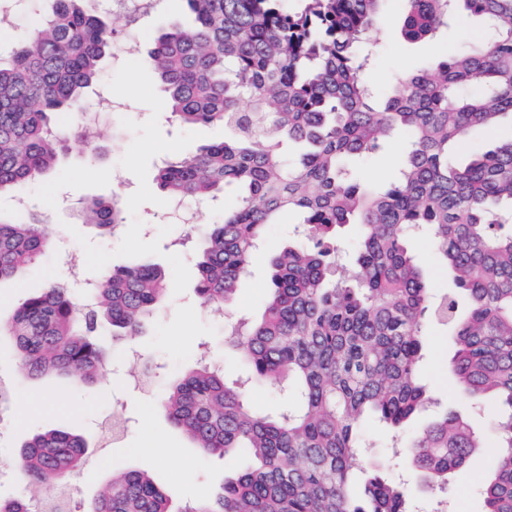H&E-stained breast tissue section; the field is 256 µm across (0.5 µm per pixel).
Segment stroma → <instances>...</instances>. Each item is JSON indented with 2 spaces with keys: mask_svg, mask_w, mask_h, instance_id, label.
<instances>
[{
  "mask_svg": "<svg viewBox=\"0 0 512 512\" xmlns=\"http://www.w3.org/2000/svg\"><path fill=\"white\" fill-rule=\"evenodd\" d=\"M102 10L115 30L112 58L103 64L102 76L84 100L80 111L60 117L63 130L75 127L79 112L93 111L99 95L122 101V108L103 116L99 134L91 143H68L56 171L47 179L22 187L31 200V210L48 221L54 243L72 254L86 276L126 265L139 257H149L165 272L168 298L144 336L132 343L117 342L108 349L105 371L93 385L73 387L56 375L29 380L22 376L11 345L0 337V377L9 380L16 396L34 400L38 408L17 425L14 411H0V433L8 447L0 449V472H12L21 445L46 428L81 434L92 450V458L68 481L75 512L90 504L99 488L117 469L148 471L176 503L185 504L210 496L226 477L240 467L239 462L203 455L189 439L166 419L160 406L171 378L191 365L200 345H208L211 357L244 374L238 352L225 346L227 315L260 314L267 297L269 259L274 248L286 245L293 236L298 216L268 225L267 248L253 260L251 272L239 285L229 314L223 315L201 303L195 293L197 259L202 232L216 222L226 195L204 209L194 226L174 223L166 215V204L154 182L157 166L171 152L188 154L205 142L220 141V126H185L161 106L162 93L151 71L148 51L157 32L171 24L191 29L189 13L175 9L170 0L128 28L122 15L111 13L110 0ZM403 0H386L382 14L393 25L388 32L374 31L370 41L377 54L367 71L376 95L390 91L404 73L427 69L438 57L452 55L472 43L488 40L490 31L468 20L452 23L436 41L410 43L402 39L398 27L404 16ZM403 159L399 137L388 139L364 168L366 181L374 186L392 182ZM121 192L126 223L116 235L101 234L95 227L80 223L79 208L85 199L108 198ZM55 253L36 259L15 279L0 283V316L8 317L20 299L58 280ZM452 353L445 327L432 326L425 338L422 374L431 396L428 415L455 408L479 430H489L496 412L491 401L475 402L460 393L448 373ZM151 358L158 374L150 388L134 381L136 365L132 356ZM368 460L384 463L389 475L408 478L409 459L404 448L411 430L400 433L401 446H393L381 425H365ZM487 470V460L478 456L452 474L447 492L411 488L412 512H483L479 484Z\"/></svg>",
  "mask_w": 512,
  "mask_h": 512,
  "instance_id": "obj_1",
  "label": "stroma"
}]
</instances>
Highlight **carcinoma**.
Wrapping results in <instances>:
<instances>
[{
    "mask_svg": "<svg viewBox=\"0 0 512 512\" xmlns=\"http://www.w3.org/2000/svg\"><path fill=\"white\" fill-rule=\"evenodd\" d=\"M50 12L21 45L0 49V194L55 170L65 143H86L52 116L84 98L101 77L112 27L97 0H21ZM190 31L169 27L149 52L163 103L180 123L224 126V140L162 166L159 191L238 203L209 225L198 258L197 294L212 309L230 306L250 271L264 229L302 217L297 242L272 259L261 317L227 325L248 375L230 378L198 356L169 382L161 405L169 422L206 456L249 460L212 499L178 510L146 472L115 470L86 512H407V491L376 473L359 484L362 423L398 431L427 400L423 336L430 319L450 329L454 383L497 404L492 436L453 411L409 442L412 468L429 489L477 455L488 456L484 512H512V139L464 164L452 149L475 128L512 115V0H403L402 34L417 42L448 29L464 12L492 38L429 69L398 79L374 106L364 74L367 35L384 0H309L290 12L283 0H183ZM404 136L397 180L366 192L349 162ZM84 222L124 223L118 195L83 202ZM358 227L353 269L339 261V231ZM425 229L458 292L432 302L414 256ZM52 246V231L30 213L0 219V281L17 277ZM89 306L58 282L0 318L20 370L97 381L106 363L99 336H132L158 312L165 273L142 259L96 279ZM286 384L283 401L261 413L248 385ZM88 457L84 438L49 428L18 453L26 493L0 512H31L36 489L56 483L45 512H72L64 483Z\"/></svg>",
    "mask_w": 512,
    "mask_h": 512,
    "instance_id": "obj_1",
    "label": "carcinoma"
}]
</instances>
